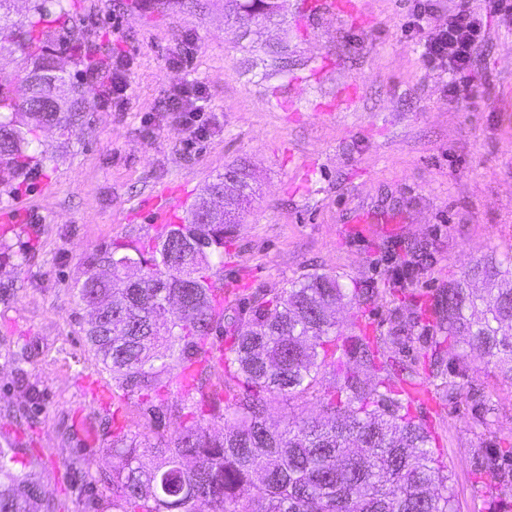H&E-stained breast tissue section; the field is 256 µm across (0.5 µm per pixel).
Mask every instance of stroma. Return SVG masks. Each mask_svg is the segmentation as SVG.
Wrapping results in <instances>:
<instances>
[{"label": "stroma", "instance_id": "obj_1", "mask_svg": "<svg viewBox=\"0 0 512 512\" xmlns=\"http://www.w3.org/2000/svg\"><path fill=\"white\" fill-rule=\"evenodd\" d=\"M70 0L80 42L61 57L89 86L90 121L43 135L42 170L0 194V441L42 480L59 512H85L106 494L113 460L102 435L108 407L91 392L111 382L83 328L74 285L99 248L162 233L145 208L171 186L196 200L225 166L245 164L254 194L224 239L219 275L229 309L312 273L367 288L340 306L341 337L356 321L386 334L396 316L429 303L486 255L512 252V0H433L435 14L479 17L467 71L471 94L454 102L447 70L422 58L425 31L409 30L415 0H366L363 19L279 0L271 21L226 16L224 0ZM285 50L288 67L271 53ZM122 53L132 95L104 106L74 58ZM189 83L207 99L189 139L186 113L166 109ZM355 94L356 104L338 102ZM369 216L352 223L354 214ZM429 254L399 283L408 245ZM465 279V278H464ZM449 383L434 408L412 405L448 465L454 512H512V484L482 471L480 455L512 440V382L479 352L443 351ZM461 395L448 400L449 384ZM34 402L30 420L13 410Z\"/></svg>", "mask_w": 512, "mask_h": 512}]
</instances>
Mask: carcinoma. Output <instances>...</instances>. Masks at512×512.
Masks as SVG:
<instances>
[{"label":"carcinoma","instance_id":"carcinoma-1","mask_svg":"<svg viewBox=\"0 0 512 512\" xmlns=\"http://www.w3.org/2000/svg\"><path fill=\"white\" fill-rule=\"evenodd\" d=\"M11 0H0V57L20 54L22 70L0 72V187L43 166L41 132L57 126L71 135L88 121L89 89L58 67L55 49L79 41L69 23L68 0H34L32 13L11 18ZM276 0H224L229 16L242 12L265 19ZM248 178L238 164L208 182L200 196L224 194L226 185ZM224 218L201 217L194 203L181 224H171L152 245L109 246L87 261L75 288L83 304L95 305L85 336L112 372L113 401L136 395L151 414L148 430L106 433L112 469L103 512H453L448 465L434 450L435 438L413 417L393 384H415L398 372L397 354L420 324L401 320L384 339L351 337L339 345L336 304H357L361 288L347 293L336 277L311 274L270 296L254 295L236 315L224 310V284L213 259L224 260ZM473 275L488 288L471 293L463 281L448 283L436 297L432 355L443 343H460L496 360L512 381V254L491 255ZM230 342L211 382L205 361L214 334ZM389 359L374 383L360 372L376 365L380 343ZM342 349L340 394L317 398L314 417L269 421L281 401L303 398L319 382L327 357ZM239 382L241 390L227 384ZM180 387L170 411L190 417L179 430H160L165 412L154 401ZM224 405V433L209 431L206 417ZM512 447L485 456L484 465L512 483ZM0 512H56L44 500L34 474L16 468L11 443L0 445Z\"/></svg>","mask_w":512,"mask_h":512}]
</instances>
